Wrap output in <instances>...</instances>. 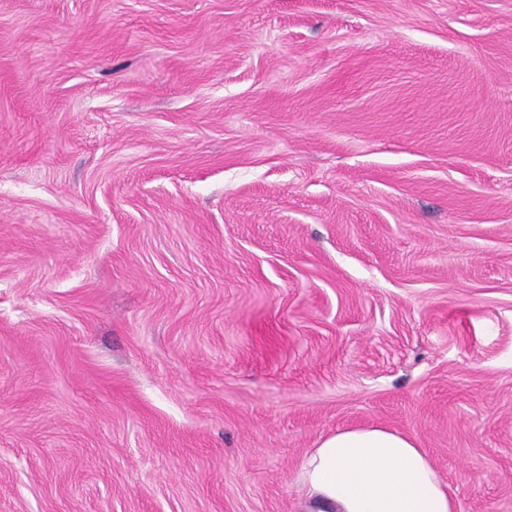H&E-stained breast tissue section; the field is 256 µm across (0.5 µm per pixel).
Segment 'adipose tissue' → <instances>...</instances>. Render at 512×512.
Listing matches in <instances>:
<instances>
[{
    "label": "adipose tissue",
    "mask_w": 512,
    "mask_h": 512,
    "mask_svg": "<svg viewBox=\"0 0 512 512\" xmlns=\"http://www.w3.org/2000/svg\"><path fill=\"white\" fill-rule=\"evenodd\" d=\"M298 482L306 512H459L427 450L383 427L328 434L303 456Z\"/></svg>",
    "instance_id": "1"
}]
</instances>
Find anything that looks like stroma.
<instances>
[{
	"mask_svg": "<svg viewBox=\"0 0 512 512\" xmlns=\"http://www.w3.org/2000/svg\"><path fill=\"white\" fill-rule=\"evenodd\" d=\"M369 425L512 512V0H0V512Z\"/></svg>",
	"mask_w": 512,
	"mask_h": 512,
	"instance_id": "obj_1",
	"label": "stroma"
}]
</instances>
